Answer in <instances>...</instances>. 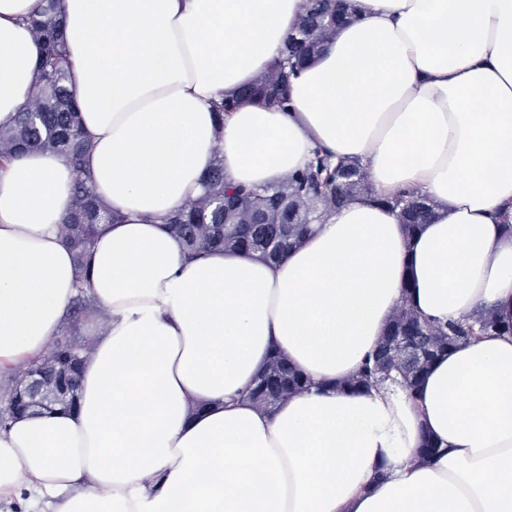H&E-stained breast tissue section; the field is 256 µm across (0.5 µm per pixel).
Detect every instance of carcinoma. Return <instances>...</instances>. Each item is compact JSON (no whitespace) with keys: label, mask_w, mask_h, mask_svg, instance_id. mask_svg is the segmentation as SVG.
Returning a JSON list of instances; mask_svg holds the SVG:
<instances>
[{"label":"carcinoma","mask_w":512,"mask_h":512,"mask_svg":"<svg viewBox=\"0 0 512 512\" xmlns=\"http://www.w3.org/2000/svg\"><path fill=\"white\" fill-rule=\"evenodd\" d=\"M37 15L29 19L33 35L43 44L44 56L33 82L30 103L12 121L0 125V160L25 153L57 154L74 173L73 207L61 226L64 241L74 254L78 270V291L70 312L78 321L99 313L87 291V258L101 225L114 221L112 207L95 195L86 161L92 143L84 132L79 108L68 86V60L61 35L57 0H41ZM335 0H309V6L283 49V57L270 72L259 75L251 84V100L267 103L282 111L290 109L288 79L303 63L316 57L337 28L322 23L334 11ZM362 167L351 160H335L320 150L301 170L266 186L233 185L224 179V159L216 152L212 168L205 178L203 194L188 201L168 220L171 231L182 240L193 259L211 251H245L241 240L254 242L247 250L273 262L301 244L307 226L319 222L332 209L360 194H370L365 177L357 175ZM382 203L400 210L402 222L411 232L419 227L418 215L429 209L427 202L399 193ZM415 322L425 335L418 336L406 349H398L392 336ZM490 331H512L486 315H476L447 323L423 319L408 306L394 314L389 329L381 337L373 360L365 363L344 388L355 389L380 381V374L392 369L400 373L406 387L415 390L431 362L450 347ZM65 341H56L28 369H39L56 387L52 396L69 398L79 389L78 367L91 355L92 348L81 344V358L64 352ZM20 374L11 378L8 399L0 410V429L13 418L14 400ZM310 380L287 365L282 358H270L264 372L249 388L248 395L260 406H272L306 388Z\"/></svg>","instance_id":"obj_1"}]
</instances>
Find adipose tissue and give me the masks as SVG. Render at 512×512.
Here are the masks:
<instances>
[{
	"label": "adipose tissue",
	"instance_id": "obj_1",
	"mask_svg": "<svg viewBox=\"0 0 512 512\" xmlns=\"http://www.w3.org/2000/svg\"><path fill=\"white\" fill-rule=\"evenodd\" d=\"M290 111L215 103L279 60L307 0H61L69 87L116 215L89 253L105 330L71 413L0 430V498L49 512H512V333L439 355L415 392L343 390L409 305L512 324V0H355ZM0 0V123L29 101L42 45ZM359 161L371 195L276 262L188 258L165 219L226 181L279 182L316 147ZM57 155L0 169V370L55 337L77 292ZM426 198L407 233L384 197ZM309 386L246 396L272 354ZM437 449L425 456V441Z\"/></svg>",
	"mask_w": 512,
	"mask_h": 512
}]
</instances>
